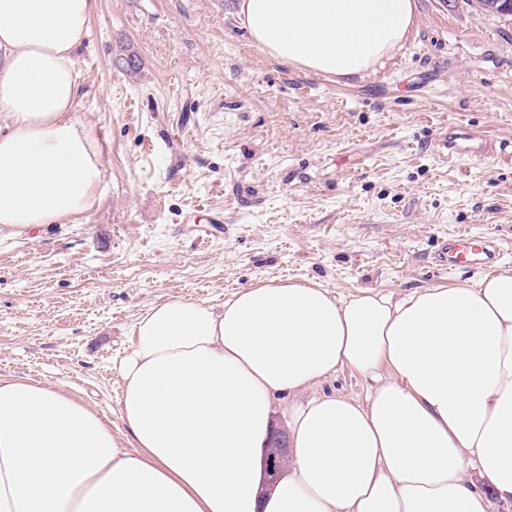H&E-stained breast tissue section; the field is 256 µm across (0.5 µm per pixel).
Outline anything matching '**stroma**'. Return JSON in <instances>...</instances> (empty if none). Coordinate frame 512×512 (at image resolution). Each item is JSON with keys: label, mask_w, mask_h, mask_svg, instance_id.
I'll return each instance as SVG.
<instances>
[{"label": "stroma", "mask_w": 512, "mask_h": 512, "mask_svg": "<svg viewBox=\"0 0 512 512\" xmlns=\"http://www.w3.org/2000/svg\"><path fill=\"white\" fill-rule=\"evenodd\" d=\"M75 57L105 176L77 219L0 233V376L73 394L114 432L117 365L154 304L269 280L451 286L478 273L439 264L455 234L496 238L512 268L510 19L415 0L403 47L347 83L270 57L237 0H94ZM453 123L487 151L439 159Z\"/></svg>", "instance_id": "1"}]
</instances>
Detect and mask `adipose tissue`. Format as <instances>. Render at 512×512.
Wrapping results in <instances>:
<instances>
[{
	"label": "adipose tissue",
	"mask_w": 512,
	"mask_h": 512,
	"mask_svg": "<svg viewBox=\"0 0 512 512\" xmlns=\"http://www.w3.org/2000/svg\"><path fill=\"white\" fill-rule=\"evenodd\" d=\"M94 0H0V232L91 207L100 151L75 115ZM414 0H239L274 59L362 78ZM349 369L364 400L320 392ZM117 437L83 400L0 377V512H491L512 499V270L401 297L259 282L221 307L173 300L118 364ZM288 400V457L263 461Z\"/></svg>",
	"instance_id": "1"
}]
</instances>
